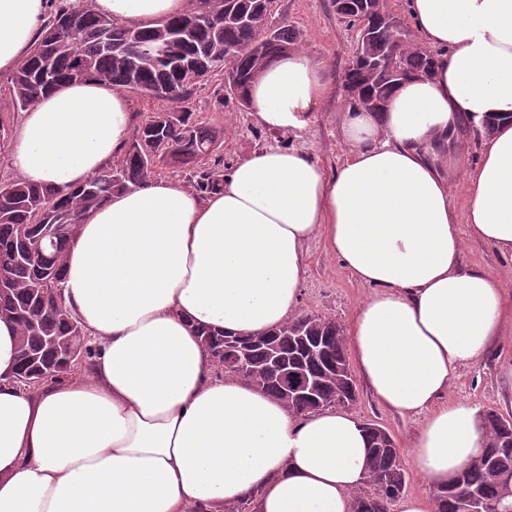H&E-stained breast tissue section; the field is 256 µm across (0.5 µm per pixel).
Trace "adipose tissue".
Listing matches in <instances>:
<instances>
[{
	"label": "adipose tissue",
	"instance_id": "obj_1",
	"mask_svg": "<svg viewBox=\"0 0 512 512\" xmlns=\"http://www.w3.org/2000/svg\"><path fill=\"white\" fill-rule=\"evenodd\" d=\"M93 5L148 28L188 0ZM405 6L432 73L396 86L383 111L342 106L347 154L335 174L268 147L213 193L153 178L84 218L63 288L96 346L84 369L19 388V329L0 319V512H224L253 492L257 512H351L370 447L361 421L300 416L217 376L198 336L287 323L315 238L371 289L348 344L376 401L419 418L413 469L443 485L477 455V408L444 396L460 367L512 345V289L462 263L468 237L512 260V0ZM48 8L0 0V72L28 55ZM334 89L323 63L293 49L247 95L258 123L298 136ZM492 116L477 165L459 171L453 143ZM132 124L120 88L65 82L22 113L4 163L33 184L73 187L124 154Z\"/></svg>",
	"mask_w": 512,
	"mask_h": 512
}]
</instances>
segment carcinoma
Listing matches in <instances>:
<instances>
[{
  "instance_id": "carcinoma-1",
  "label": "carcinoma",
  "mask_w": 512,
  "mask_h": 512,
  "mask_svg": "<svg viewBox=\"0 0 512 512\" xmlns=\"http://www.w3.org/2000/svg\"><path fill=\"white\" fill-rule=\"evenodd\" d=\"M182 15L139 28L97 13L86 4L61 10L48 23L10 79L9 107L32 108L43 93L63 83L94 80L166 101L130 133L119 166L106 167L82 185L48 191L24 179L0 182V318L19 328V386L36 388L59 381L78 368L75 352L91 357L85 331L51 291L63 290V257L82 217L114 194L140 187L157 170L179 166L199 174L202 193L218 189L215 169L220 131L195 120L185 102L198 84L224 76L230 62L234 80L229 99L248 106L247 89L280 55L297 48L302 33L269 22L273 0H190ZM336 12L367 31L363 49L346 68L344 85L352 100L374 112L403 80L430 74L432 55L407 45V33L375 10L374 0H333ZM177 36L174 50L149 57L162 31ZM56 225L41 244V228ZM201 343L227 378L248 382L292 412L308 415L346 408L357 400L349 373L347 338L334 320L307 315L268 332L236 336L215 329L198 331ZM240 345L248 351L245 373L226 358ZM318 381L317 399L296 395L297 376ZM483 448L448 481L434 488L436 512H501L512 503V418L482 412ZM370 455L363 485L352 495V512H391L403 494L407 470L402 451L383 427L367 423Z\"/></svg>"
}]
</instances>
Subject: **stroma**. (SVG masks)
<instances>
[{
  "mask_svg": "<svg viewBox=\"0 0 512 512\" xmlns=\"http://www.w3.org/2000/svg\"><path fill=\"white\" fill-rule=\"evenodd\" d=\"M271 17L275 24L300 30L302 48L332 74H343L352 59L355 33L336 15L331 0H276ZM223 92L220 78L205 81L194 90L190 107L197 121L223 129L220 154L225 166L269 146L296 147L317 159L329 173L342 163L346 148L338 135L336 112L349 99L345 87H338L335 95L313 113L307 131L298 138L259 125L249 109L222 101ZM462 258L466 266L503 276L512 284V262L492 247L465 240ZM307 262L308 275L299 290L293 317L315 314L349 328L356 306L370 293L369 287L351 277L323 240L309 242ZM356 385L358 399L350 406V413L361 422L385 428L398 448L408 449L416 422L380 406L364 380H357ZM448 397L467 401L481 411L493 409L512 415V347L492 349L479 362L458 369Z\"/></svg>",
  "mask_w": 512,
  "mask_h": 512,
  "instance_id": "obj_1",
  "label": "stroma"
}]
</instances>
